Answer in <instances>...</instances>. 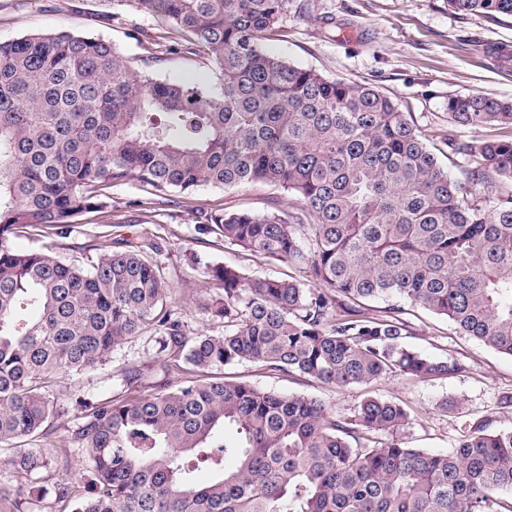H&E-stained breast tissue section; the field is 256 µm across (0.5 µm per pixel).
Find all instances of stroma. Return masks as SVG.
<instances>
[{"mask_svg": "<svg viewBox=\"0 0 512 512\" xmlns=\"http://www.w3.org/2000/svg\"><path fill=\"white\" fill-rule=\"evenodd\" d=\"M308 2L307 16L295 7ZM295 7L283 16L280 29L262 45L269 53L310 68L328 79L364 83L391 97L436 152L441 165L458 174V158L441 140L448 131L446 105L449 95L488 94L512 98V60L490 57L488 45H512V18L458 14L446 0H293ZM73 30L111 41L136 68L156 78L202 79L216 83L217 76L202 57L178 50L179 35L161 18L142 13L136 0H0V41L32 32ZM152 33L166 50L151 56L138 40L140 32ZM214 208L225 212H277L284 219L298 216L291 197L263 183L231 188L201 187L180 196H152L138 181L129 180L110 191L108 216H78L69 238L42 232L13 237L16 249L49 248L69 262L89 266L99 258L95 243L102 240L141 239L161 246L160 257L171 287V302L186 324L188 337L218 334L200 306L212 291L208 268L224 264L250 276L287 275L304 278L303 269L285 260L256 256L197 231V213ZM414 334L409 345L434 357H453L464 367L451 377L415 380L394 373L370 385L337 388L311 377L279 372L259 363L225 366V378L247 381L283 394L316 398L338 418L352 416L365 395H376L403 404L410 419L398 435L406 445L433 452L449 451L459 433L482 421L493 427L512 428V357L499 354L471 337L457 332L443 317L405 306L402 314ZM141 376L128 383L129 367ZM178 384L166 373L155 354V338L146 332L130 337L112 355L111 362L77 375L58 379L55 390L76 393L96 401L123 395L144 397L155 383ZM448 410H440L441 401ZM76 421L64 414L55 419L49 440L69 449L67 462L50 464L27 478L17 477L7 465L10 452L0 449V482L11 484L21 496L51 488L65 478L84 485L88 458L74 447Z\"/></svg>", "mask_w": 512, "mask_h": 512, "instance_id": "35a3bbf8", "label": "stroma"}]
</instances>
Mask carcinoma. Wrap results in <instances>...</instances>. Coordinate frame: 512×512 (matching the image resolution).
I'll return each instance as SVG.
<instances>
[{
	"label": "carcinoma",
	"instance_id": "carcinoma-1",
	"mask_svg": "<svg viewBox=\"0 0 512 512\" xmlns=\"http://www.w3.org/2000/svg\"><path fill=\"white\" fill-rule=\"evenodd\" d=\"M456 13L512 17V0H447ZM219 72L214 85L147 75L101 37L57 31L0 42V444L20 477L48 468L51 421L72 411L89 458L87 495L61 479L24 500L0 483V512H512V430L479 425L452 451L412 448L400 404L365 397L341 421L318 399L285 395L216 370L261 362L337 386L393 371L453 376L454 358L411 349L396 316L408 302L512 357V99L448 96V175L387 95L330 80L262 46L290 0H137ZM495 126L490 141L456 128ZM128 179L157 194L266 183L299 206L199 213L198 231L305 267L249 277L209 267L201 305L223 325L187 338L162 263L128 239L83 267L11 236L102 213ZM387 300V314L362 305ZM144 330L166 368L185 377L139 398L69 403L62 374L103 365ZM233 460L226 467L227 459ZM206 469L216 475L197 481Z\"/></svg>",
	"mask_w": 512,
	"mask_h": 512
}]
</instances>
